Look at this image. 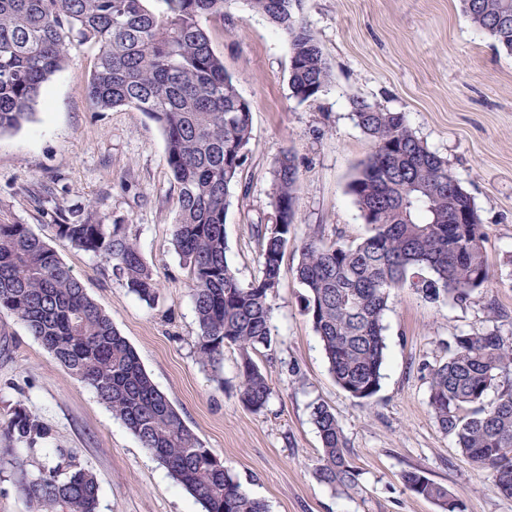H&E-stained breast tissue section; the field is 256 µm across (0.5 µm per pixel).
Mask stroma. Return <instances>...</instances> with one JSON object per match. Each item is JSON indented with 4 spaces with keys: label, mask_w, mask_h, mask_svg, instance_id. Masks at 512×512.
Instances as JSON below:
<instances>
[{
    "label": "stroma",
    "mask_w": 512,
    "mask_h": 512,
    "mask_svg": "<svg viewBox=\"0 0 512 512\" xmlns=\"http://www.w3.org/2000/svg\"><path fill=\"white\" fill-rule=\"evenodd\" d=\"M301 14L332 72L317 97L288 86L290 45L265 18L233 0L210 22L212 47L252 109V140L226 216L227 258L243 282L258 274L257 228L272 223L273 166L292 152L300 168L297 237L353 245L369 233L348 184L372 151L353 103L405 113L424 143L472 197L492 280L463 305L393 291L384 317L387 345L379 392L360 406L334 381L320 340L302 311L297 258L286 254L269 297L274 350L254 351L272 381L267 408L240 399L237 348L218 366L197 359L198 327L187 273L171 244L178 192L161 128L119 107L93 111L87 80L95 51L72 50L45 85L32 120L0 135V223L25 224L48 242L137 350L204 447L223 460L268 512H439L407 491L401 475L426 472L460 497L466 512H512L491 478L438 428L428 405L430 365L445 361L453 336L498 330L512 336V55L464 15L460 0H300ZM91 208L125 225L161 288L140 301L99 257L56 235L58 213ZM329 406L360 471L344 495L319 483L321 441L314 404ZM50 429L46 445L99 481V512H202L85 384L58 366L13 315L0 312V423L16 405ZM44 462L0 431V512H28L10 459Z\"/></svg>",
    "instance_id": "obj_1"
}]
</instances>
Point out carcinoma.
<instances>
[{
    "label": "carcinoma",
    "instance_id": "obj_1",
    "mask_svg": "<svg viewBox=\"0 0 512 512\" xmlns=\"http://www.w3.org/2000/svg\"><path fill=\"white\" fill-rule=\"evenodd\" d=\"M0 0V134L34 116L44 84L78 45L97 52L87 94L93 111L128 107L162 129L166 160L179 200L172 243L188 269L198 323L197 352L209 365L235 346L242 402L264 410L273 394L250 352L275 345L269 295L293 245L303 310L318 336L328 370L351 398L379 390L387 345L383 317L391 291L413 287L431 302H467L491 280L478 224L459 223L475 204L402 112L364 101L353 118L374 148L348 184L369 235L355 246L297 239L293 219L300 179L295 156L275 163V222L258 228V276L245 284L227 260L224 223L230 188L251 143V107L213 50L207 22L224 19L231 0ZM288 36V84L305 101L330 83L322 49L300 15V0H244ZM478 29L512 54V0H461ZM57 235L112 267L129 291L149 305L160 284L121 224L65 217ZM0 310L14 315L70 375L94 391L204 512H268L224 466L213 460L168 397L154 384L136 349L89 296L57 252L25 224H0ZM428 404L439 429L512 498V337L497 330L465 333L448 343V358L429 370ZM494 397H489V394ZM322 452L316 480L345 494L359 487L343 429L334 412L313 407ZM7 435L31 451L49 428L23 405ZM29 512H98L99 483L71 467L62 449L38 472L11 464ZM406 490L457 512L460 498L419 469L402 474Z\"/></svg>",
    "mask_w": 512,
    "mask_h": 512
}]
</instances>
